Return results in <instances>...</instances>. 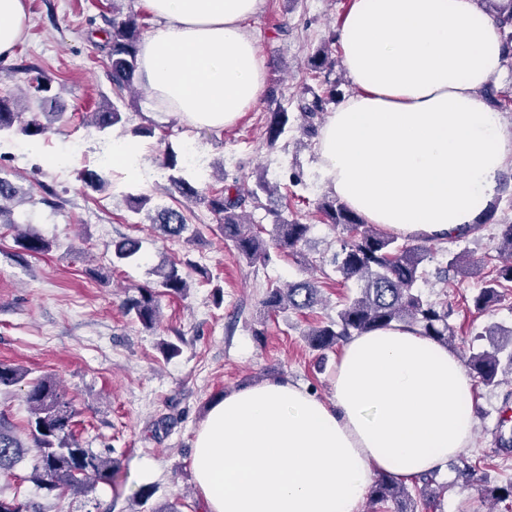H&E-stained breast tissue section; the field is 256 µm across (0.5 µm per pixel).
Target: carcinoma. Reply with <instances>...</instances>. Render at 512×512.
I'll return each mask as SVG.
<instances>
[{"label": "carcinoma", "instance_id": "1", "mask_svg": "<svg viewBox=\"0 0 512 512\" xmlns=\"http://www.w3.org/2000/svg\"><path fill=\"white\" fill-rule=\"evenodd\" d=\"M492 5L488 14L493 16L502 31L503 44L512 59V0H487ZM144 23L135 14L121 19L112 18L108 47L110 78L113 101L105 102L91 113L92 123L101 131H110L125 123V98L138 72V53ZM308 64L314 71L332 67L329 45H323L313 54ZM329 97L318 94L305 99L299 105L301 114L310 120L307 132L315 131L311 120L324 109ZM289 113L277 109L270 113L267 128V143L276 144L288 129ZM50 125L37 117H23L11 97H0V135L23 136L27 139L43 138ZM163 168L172 171L167 176L170 189L183 199L176 207H149L151 196L140 194L129 197L130 209L138 214L148 210L151 223L169 239H185L187 235L188 204L199 203L218 216L224 238L234 243L241 259L248 264L269 259V248L282 253H294L307 241L310 225L298 221H285L274 214L271 230L247 219V204L257 203L260 195L272 193V186L262 177L255 179L251 188L243 190L235 185L218 192H209L190 180L175 176L173 172L186 170V161L172 146L164 151ZM18 188L6 177L0 176V224L16 223L4 220L11 214L7 204L17 199ZM325 223L342 230L340 250L334 253L331 264L334 272L343 280L360 283L359 293L336 311V317L306 333L309 347L314 351H325L356 334L368 333L394 323L417 329L421 334L441 342L454 336L449 323L448 305L430 301L416 288L421 278L420 267L427 253L421 246L398 242L389 235L366 223L360 216L336 199H327L318 206ZM269 238H263V233ZM16 243L29 255H40L51 249L50 240L36 233H25L16 237ZM138 240L126 238L119 242L114 252L118 262H127L139 252ZM497 250L505 255L504 260L493 268L485 285L473 296L475 310H488L503 294L512 289V224L501 227ZM196 265L190 260L172 262L157 268L158 287H139L135 294L124 302L125 313L144 329L152 331L159 324L160 298L184 297L191 288V270ZM322 290L314 280L291 282L285 288L276 286L267 289L262 306L269 312L293 310L302 312L322 304ZM486 336H497L491 349L473 352L466 366L470 374L485 386L500 384L499 375L512 371V327L493 325L484 331ZM28 371L10 364L0 363V387L21 383ZM25 401L29 409L27 429L32 446H26L14 433L12 424L0 415V473H9L21 462L29 451H35V459L29 475L30 481L49 492L88 494L99 483L110 484L119 472L117 460L102 452L82 447L74 438L73 426L77 410L56 381L43 375L28 382ZM439 473L433 472L414 480V490L387 475H380L370 488V498L376 503L393 502L394 512H420L419 505L428 504L437 497L439 490L448 484L438 481ZM484 494L497 502L512 501V480L492 483L483 480Z\"/></svg>", "mask_w": 512, "mask_h": 512}]
</instances>
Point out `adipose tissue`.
Wrapping results in <instances>:
<instances>
[{
  "label": "adipose tissue",
  "instance_id": "adipose-tissue-1",
  "mask_svg": "<svg viewBox=\"0 0 512 512\" xmlns=\"http://www.w3.org/2000/svg\"><path fill=\"white\" fill-rule=\"evenodd\" d=\"M158 25L140 78L164 114L206 131L236 123L266 69L245 27L264 0H144ZM28 23L0 0V57ZM354 88L316 143L325 187L402 240L469 232L512 166V139L484 90L504 61L476 0H352L338 29ZM474 381L448 346L401 324L353 336L332 397L271 380L225 393L196 432L205 512H360L378 475L409 482L473 446Z\"/></svg>",
  "mask_w": 512,
  "mask_h": 512
}]
</instances>
